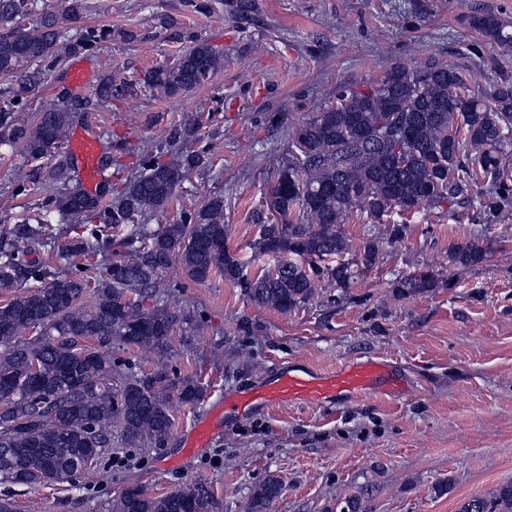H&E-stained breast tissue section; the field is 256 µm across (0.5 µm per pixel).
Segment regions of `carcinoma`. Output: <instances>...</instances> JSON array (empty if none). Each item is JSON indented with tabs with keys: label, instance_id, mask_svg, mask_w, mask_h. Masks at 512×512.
<instances>
[{
	"label": "carcinoma",
	"instance_id": "cac0c4a2",
	"mask_svg": "<svg viewBox=\"0 0 512 512\" xmlns=\"http://www.w3.org/2000/svg\"><path fill=\"white\" fill-rule=\"evenodd\" d=\"M253 8V0L227 4L229 15L240 21ZM29 14L30 0H0V74L14 78L0 93V144L20 147L31 161L47 155L54 160L46 174L53 192L42 206L70 223L118 228L136 218L148 222L207 164L187 146L198 118L188 123L184 139L138 148L140 171L121 193L112 195L104 177L99 192L87 197L75 183L63 144L75 113L87 111L89 100L78 106L61 96L31 123L22 112L64 59L92 54L115 36L136 35L87 25L66 38L54 13L25 31L21 22ZM468 21L488 39L512 46L501 17L473 13ZM166 25L173 38L185 37L191 46L140 81L117 86L103 77L97 98L110 101L137 86L161 97L187 95L224 67V54L207 40L184 35L173 20ZM402 127L411 141L399 157ZM511 130V78L475 94L458 71L435 56L418 68L391 66L375 82L340 84L330 104L294 126L286 153L276 160L269 189L253 213L261 231L252 246L277 264L253 278L228 247L220 194L153 234L122 239L121 250L99 276L82 269L60 273L28 259L51 244L50 230L40 221L8 229L0 235V291L13 294L0 305V485L17 473L54 481L80 475L112 444L114 431L137 448L170 439L172 400L193 404L202 396L197 381L167 369L171 337L187 317L157 299L176 272L196 284L220 276L255 303L282 313L313 299L322 282L348 288L379 259V247L367 238L352 261H335L349 250L344 224L352 217L379 224L395 210L439 207L479 186L486 187L488 210L511 206L512 167L505 158ZM93 239H100L96 228L88 238L69 241L66 251L93 253ZM487 254L488 245L477 235L449 251L448 262L472 267ZM30 281L40 286L15 294ZM434 286L426 275L396 284L403 295ZM147 300L152 307H144ZM144 350L156 357L158 370L150 374L133 373L115 356ZM280 494L277 480L265 481L254 491L249 512H269ZM112 512H211V502L197 486L161 497L135 486ZM459 512H512V482L489 496L470 498Z\"/></svg>",
	"mask_w": 512,
	"mask_h": 512
}]
</instances>
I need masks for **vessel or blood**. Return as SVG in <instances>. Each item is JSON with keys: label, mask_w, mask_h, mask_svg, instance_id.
<instances>
[{"label": "vessel or blood", "mask_w": 512, "mask_h": 512, "mask_svg": "<svg viewBox=\"0 0 512 512\" xmlns=\"http://www.w3.org/2000/svg\"><path fill=\"white\" fill-rule=\"evenodd\" d=\"M69 150L81 181L92 187L99 180L98 161L101 137L96 123L78 127L68 134ZM410 383L397 375L391 364L373 358L344 364L330 371L281 368L249 388L225 394L223 400L209 406L206 414L185 434L184 445L192 449L207 447L218 432L223 415H243L255 409L299 403L324 406L343 397H355L377 391L397 398L408 391Z\"/></svg>", "instance_id": "obj_1"}]
</instances>
